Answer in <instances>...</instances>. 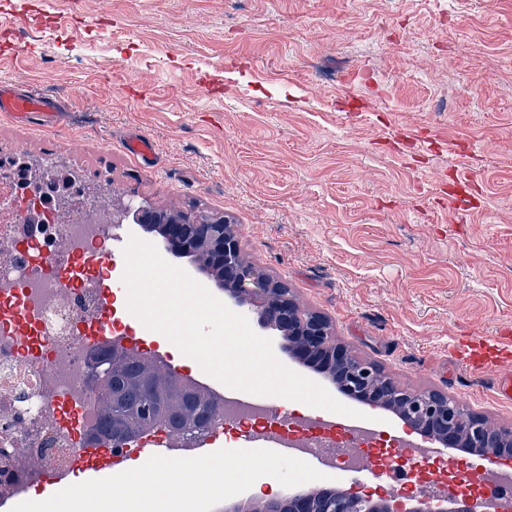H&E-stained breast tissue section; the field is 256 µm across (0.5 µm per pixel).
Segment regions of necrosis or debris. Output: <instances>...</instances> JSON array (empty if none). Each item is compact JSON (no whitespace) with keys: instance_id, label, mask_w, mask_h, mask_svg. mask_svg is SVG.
Here are the masks:
<instances>
[{"instance_id":"1","label":"necrosis or debris","mask_w":512,"mask_h":512,"mask_svg":"<svg viewBox=\"0 0 512 512\" xmlns=\"http://www.w3.org/2000/svg\"><path fill=\"white\" fill-rule=\"evenodd\" d=\"M115 226L111 212H75L63 221L35 226L0 223V306L15 286L35 315L36 334L21 342L0 310V497L36 482L48 470L68 468L80 447L79 434L64 425L53 404L63 399L85 427H96L103 412L96 387L88 380L95 351L79 326L97 316L100 294L95 275L73 286L60 265L76 254L108 248ZM218 426L227 433L264 435L289 448L295 461L323 460L341 472H358L366 463H389L384 439L375 429L351 426L339 435L318 416L287 413L275 420L268 402L246 399L231 388L214 387Z\"/></svg>"}]
</instances>
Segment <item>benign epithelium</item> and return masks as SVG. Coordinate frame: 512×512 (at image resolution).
Returning a JSON list of instances; mask_svg holds the SVG:
<instances>
[{
	"mask_svg": "<svg viewBox=\"0 0 512 512\" xmlns=\"http://www.w3.org/2000/svg\"><path fill=\"white\" fill-rule=\"evenodd\" d=\"M133 216L134 223L162 236L166 251L189 257L197 269L206 273L218 290L238 309L263 327L287 338L290 356L316 371L341 375L343 393L368 406L388 410L410 428L430 437L446 449L497 457L512 455V426H495L481 414L468 410L446 392L414 391L400 386L375 364L359 358L332 333L328 318L320 313L300 310L288 288L272 279L241 254L240 241L233 225L222 214L210 213L207 220L194 218L186 224L170 212L147 211L133 202L112 213V223L122 224ZM212 225L205 237L194 234L199 222ZM19 224H44L45 210L30 205L19 213ZM112 366L93 363L91 382L105 384ZM447 505H432L420 499L414 506L392 498L377 500L347 489H308L276 498L253 496L224 508V512H503V504L478 492L450 494Z\"/></svg>",
	"mask_w": 512,
	"mask_h": 512,
	"instance_id": "benign-epithelium-1",
	"label": "benign epithelium"
}]
</instances>
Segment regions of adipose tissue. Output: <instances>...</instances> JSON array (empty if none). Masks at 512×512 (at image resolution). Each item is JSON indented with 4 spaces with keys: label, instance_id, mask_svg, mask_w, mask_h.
<instances>
[{
    "label": "adipose tissue",
    "instance_id": "obj_1",
    "mask_svg": "<svg viewBox=\"0 0 512 512\" xmlns=\"http://www.w3.org/2000/svg\"><path fill=\"white\" fill-rule=\"evenodd\" d=\"M125 473L138 491L167 499L170 512H193L196 495L187 474H167L163 464L132 463ZM75 489L65 496L43 492L48 512H134L137 500L106 488H87L82 478H75Z\"/></svg>",
    "mask_w": 512,
    "mask_h": 512
}]
</instances>
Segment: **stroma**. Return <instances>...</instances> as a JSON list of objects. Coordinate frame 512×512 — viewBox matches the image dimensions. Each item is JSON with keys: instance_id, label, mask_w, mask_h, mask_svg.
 Segmentation results:
<instances>
[{"instance_id": "stroma-1", "label": "stroma", "mask_w": 512, "mask_h": 512, "mask_svg": "<svg viewBox=\"0 0 512 512\" xmlns=\"http://www.w3.org/2000/svg\"><path fill=\"white\" fill-rule=\"evenodd\" d=\"M30 23L10 37L4 25ZM65 102L64 129L0 115V157L71 169L113 200L224 214L243 256L360 358L512 425L466 336L512 348V0H0V81ZM143 134L156 159L123 147ZM195 472V512L249 499ZM253 456L282 491L369 473Z\"/></svg>"}]
</instances>
